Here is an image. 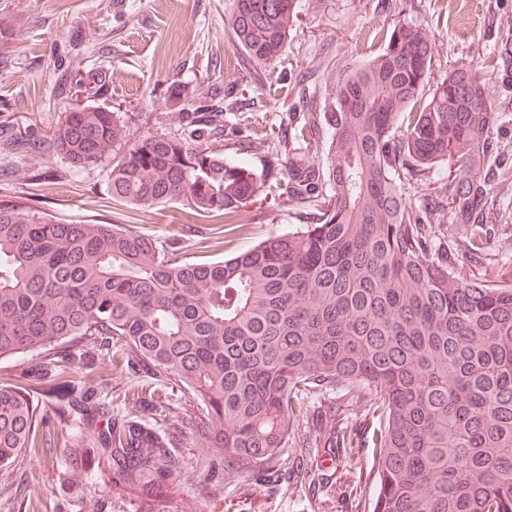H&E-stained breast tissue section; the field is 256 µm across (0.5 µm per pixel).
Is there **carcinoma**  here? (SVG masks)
Wrapping results in <instances>:
<instances>
[{"instance_id": "obj_1", "label": "carcinoma", "mask_w": 512, "mask_h": 512, "mask_svg": "<svg viewBox=\"0 0 512 512\" xmlns=\"http://www.w3.org/2000/svg\"><path fill=\"white\" fill-rule=\"evenodd\" d=\"M298 20L297 0H232L236 66L275 62ZM431 29L398 22L369 60L336 68L322 103L287 116L290 132L255 138L280 156L273 203L307 215L221 261L180 259L131 224H67L25 203H0V360L38 357L34 390L0 385V472L69 445L107 460L142 512H173L183 437L159 425L167 394L79 375L97 356L152 370L191 394L192 433L224 456L209 487L270 481L288 471L305 400L344 387L373 402L351 429L325 414L323 447L351 458L378 449L373 512H512V267L469 256L490 238L502 115L486 86L497 72L458 66L432 76ZM192 106L187 137L137 133L118 112L66 110L53 152L75 169L108 172L112 200L142 213L179 202L245 230L239 212L268 197L245 163L226 158L233 103L202 85L174 93ZM322 143L321 154L310 156ZM464 228L458 247L440 225ZM61 427L44 429L47 420ZM90 469L70 461L69 479ZM24 483L17 512H39Z\"/></svg>"}]
</instances>
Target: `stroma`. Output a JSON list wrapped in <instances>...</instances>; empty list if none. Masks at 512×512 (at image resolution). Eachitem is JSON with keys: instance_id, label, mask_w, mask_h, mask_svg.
<instances>
[{"instance_id": "35a3bbf8", "label": "stroma", "mask_w": 512, "mask_h": 512, "mask_svg": "<svg viewBox=\"0 0 512 512\" xmlns=\"http://www.w3.org/2000/svg\"><path fill=\"white\" fill-rule=\"evenodd\" d=\"M231 2L0 0V131L20 132L41 145L36 152L0 149V202L29 197L65 223L119 221L106 169H73L47 147L70 104L58 93V79L72 67L105 74V82L91 91L92 104L123 116L152 113L160 118L159 131L189 135L184 103L171 97L170 88L202 83L232 89L238 98L239 109L228 115L226 131L245 128L257 137H274L281 117L296 105L297 76H306L311 87L325 93L336 81L335 64L376 53L384 45L379 31L401 19L433 30L435 77L463 64L496 69L499 79L489 97L506 118L500 139L512 150V0H298V20L284 51L257 82L235 67L241 49L228 25ZM249 116L255 122L248 126L244 120ZM240 218L248 230L227 233L226 246L209 249L204 259H224L304 222L285 206L250 205ZM140 229L165 248L191 257L208 226L190 210L170 204L148 216ZM169 399L168 424L187 434L182 447L187 466L172 494L175 512H372L377 482L358 480L373 466L375 450L368 445L352 459L323 453L320 469L289 475L273 489L225 485L223 501L206 504L209 465L201 443L189 434L199 406L177 388L170 389ZM327 403L353 416L364 412L370 400L353 399L343 389L310 398L294 424L304 438L318 436ZM86 454V448L73 443L23 462L45 490L43 512H92L91 490L67 478L69 461ZM355 482L361 485L356 499L346 492Z\"/></svg>"}]
</instances>
